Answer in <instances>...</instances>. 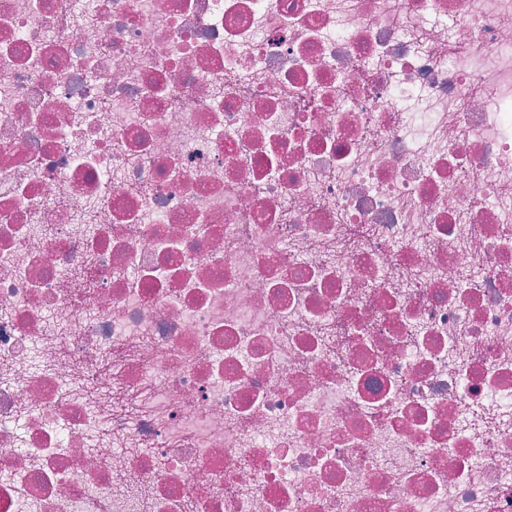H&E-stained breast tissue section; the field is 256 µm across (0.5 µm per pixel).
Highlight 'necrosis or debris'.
Masks as SVG:
<instances>
[{
    "mask_svg": "<svg viewBox=\"0 0 512 512\" xmlns=\"http://www.w3.org/2000/svg\"><path fill=\"white\" fill-rule=\"evenodd\" d=\"M0 512H512V0H0Z\"/></svg>",
    "mask_w": 512,
    "mask_h": 512,
    "instance_id": "4bbe7bcc",
    "label": "necrosis or debris"
}]
</instances>
